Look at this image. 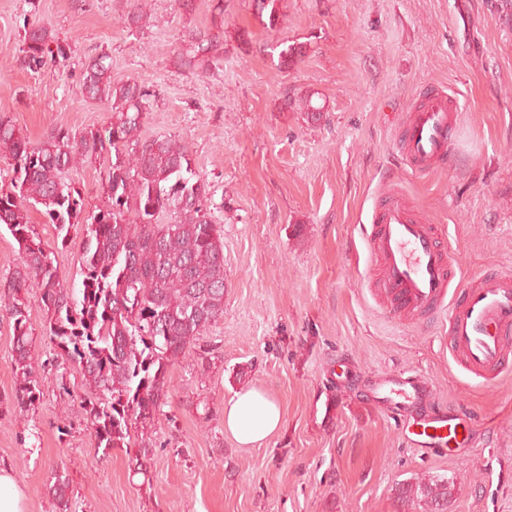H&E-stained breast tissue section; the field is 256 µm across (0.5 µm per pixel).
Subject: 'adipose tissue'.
I'll use <instances>...</instances> for the list:
<instances>
[{
	"label": "adipose tissue",
	"instance_id": "adipose-tissue-1",
	"mask_svg": "<svg viewBox=\"0 0 512 512\" xmlns=\"http://www.w3.org/2000/svg\"><path fill=\"white\" fill-rule=\"evenodd\" d=\"M280 421L278 404L254 389L236 393L224 403V428L243 446L264 441Z\"/></svg>",
	"mask_w": 512,
	"mask_h": 512
}]
</instances>
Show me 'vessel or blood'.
<instances>
[{
  "label": "vessel or blood",
  "mask_w": 512,
  "mask_h": 512,
  "mask_svg": "<svg viewBox=\"0 0 512 512\" xmlns=\"http://www.w3.org/2000/svg\"><path fill=\"white\" fill-rule=\"evenodd\" d=\"M458 104L431 93L411 112L401 133V155L416 174L450 161ZM369 250L380 264L376 291L397 314L422 315L448 307L449 349L471 375L494 381L512 366V274H484L458 292L450 287L457 266L442 250L434 225L416 218L397 197L371 217ZM371 402L403 416V431L418 452L442 457L450 445L468 443L472 426L462 414L436 404L424 378L405 373L377 377Z\"/></svg>",
  "instance_id": "1"
}]
</instances>
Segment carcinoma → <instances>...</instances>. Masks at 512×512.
<instances>
[{"label": "carcinoma", "mask_w": 512, "mask_h": 512, "mask_svg": "<svg viewBox=\"0 0 512 512\" xmlns=\"http://www.w3.org/2000/svg\"><path fill=\"white\" fill-rule=\"evenodd\" d=\"M279 0H254L259 17L275 30ZM141 0L127 14L126 28L148 22ZM192 50L180 57L193 73L224 53L221 35L188 32ZM279 66L304 56L303 46L279 43ZM26 67L37 73L65 45L49 24L24 29ZM79 93L112 112L108 124L76 133L52 129L32 143L0 110V224L18 245L19 263L0 287L13 330L11 364L16 379L14 404L21 413L35 409L46 380L33 364L30 302L46 314V337L58 356L77 366L91 396L84 411L102 456L132 447V432L145 435L167 403V373L179 356L224 314V237L214 219L209 182L192 166L190 148L170 137L143 139L141 127L156 94L145 83L112 81L107 55L82 62ZM106 165L105 204L85 209L69 172L86 163ZM42 212L66 248L71 230L82 227L79 255L83 274L79 294L65 287L55 252L45 245L29 212ZM168 213L171 222L159 223ZM69 480L55 472L49 492L65 502ZM452 482L430 476L403 483L398 497L445 512Z\"/></svg>", "instance_id": "1"}]
</instances>
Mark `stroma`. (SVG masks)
Segmentation results:
<instances>
[{"label": "stroma", "instance_id": "35a3bbf8", "mask_svg": "<svg viewBox=\"0 0 512 512\" xmlns=\"http://www.w3.org/2000/svg\"><path fill=\"white\" fill-rule=\"evenodd\" d=\"M131 0H0V107L37 142L59 126L110 121L79 96L81 63L107 53L112 78L156 92L145 138L186 142L224 229V314L168 371L147 476L127 449L100 458L72 364L49 370L36 410L11 403L12 327L0 316V463L25 512H425L394 488L428 475L454 487L447 512H512V373L487 385L448 353V312L397 318L370 287L379 273L366 230L394 194L436 227L458 280L512 272V27L494 0H279L265 27L252 0H147L150 24L129 31ZM48 23L66 58L31 72L25 27ZM224 38L197 76L180 65L189 30ZM305 47L280 68V40ZM460 105L453 160L407 172L398 143L421 95ZM324 107L309 119L304 95ZM426 377L436 402L470 418L472 449L426 458L394 415L365 399L369 381ZM256 388L282 410L247 448L224 430V403ZM69 479L67 504L48 490Z\"/></svg>", "mask_w": 512, "mask_h": 512}]
</instances>
